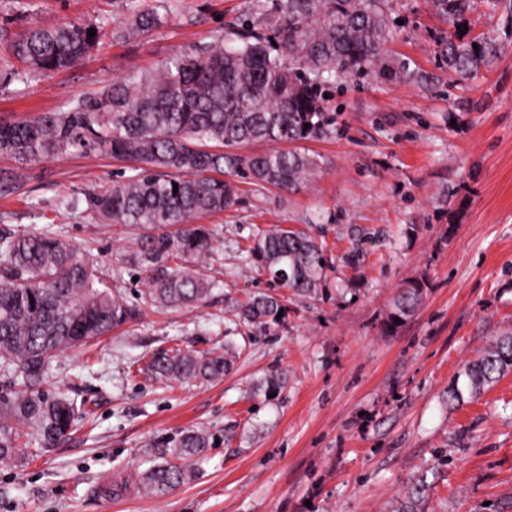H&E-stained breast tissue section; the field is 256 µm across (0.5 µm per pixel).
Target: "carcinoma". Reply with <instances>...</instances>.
<instances>
[{
  "instance_id": "obj_1",
  "label": "carcinoma",
  "mask_w": 512,
  "mask_h": 512,
  "mask_svg": "<svg viewBox=\"0 0 512 512\" xmlns=\"http://www.w3.org/2000/svg\"><path fill=\"white\" fill-rule=\"evenodd\" d=\"M435 2L453 21L468 10V0ZM157 23L152 12L138 11L129 28L140 32ZM392 36L387 0H255L234 42L218 41L193 57H176L148 78H117L65 112L0 120V155L24 163L92 150L127 162L131 175L85 202L106 223L144 230L136 250L104 272L89 251L68 243L57 229L78 207L76 198L64 200L53 222L39 231L0 227L1 462L16 458L22 448L38 454L56 447L85 413V401L42 390L57 354L109 335L149 308L207 302L224 268L215 266L214 230L194 220L240 204L236 177L288 192L320 169L318 158L305 151L242 155L239 150L253 142L277 145L326 135L333 118L323 109L322 89L333 78L417 79L407 60L385 54ZM101 37L94 24L32 28L6 43L3 54L51 73L78 64ZM272 41L277 56L268 50ZM501 50L494 34L456 32L448 36L443 57L449 72L468 75L490 67ZM245 253L273 283L298 296L322 285L323 246L305 232L276 228L256 237ZM126 267L147 273L137 303L121 292ZM428 288L423 278L399 284L385 330L410 317ZM283 309L280 296L266 291L237 307L244 320L264 329L280 322ZM230 365L224 355L175 348L153 354L144 371L162 383L212 381ZM511 371L510 331L463 365L448 387V403L475 398ZM209 445L206 432L188 430L164 454L185 460ZM192 476L186 465L157 463L141 474L140 484L147 494H165Z\"/></svg>"
}]
</instances>
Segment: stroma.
Wrapping results in <instances>:
<instances>
[{
	"instance_id": "35a3bbf8",
	"label": "stroma",
	"mask_w": 512,
	"mask_h": 512,
	"mask_svg": "<svg viewBox=\"0 0 512 512\" xmlns=\"http://www.w3.org/2000/svg\"><path fill=\"white\" fill-rule=\"evenodd\" d=\"M255 0H0V36L63 22L104 37L76 67L0 80V119L67 111L117 77L155 73L231 32ZM385 51L431 87L348 76L325 87L334 123L300 143L321 169L292 193L242 183L235 210L208 216L224 281L193 310L147 311L137 322L60 353L43 389L90 403L74 436L0 463V512H397L421 486L419 512H512V372L463 405L446 392L461 366L512 331V30L485 0L462 23L504 51L486 70L450 73L441 49L454 28L432 0H391ZM155 12L145 33L132 15ZM101 152L18 166L0 155V225L40 230L61 201L126 173ZM312 233L324 248L317 294L282 290L284 321L263 331L232 305L273 283L240 250L263 231ZM65 238L91 244L101 268L132 252L140 232L69 211ZM425 277L420 308L383 324L395 287ZM238 357L212 382L130 375L141 357L177 346ZM282 382L269 392L267 374ZM211 445L196 477L162 496L139 474L188 428Z\"/></svg>"
}]
</instances>
